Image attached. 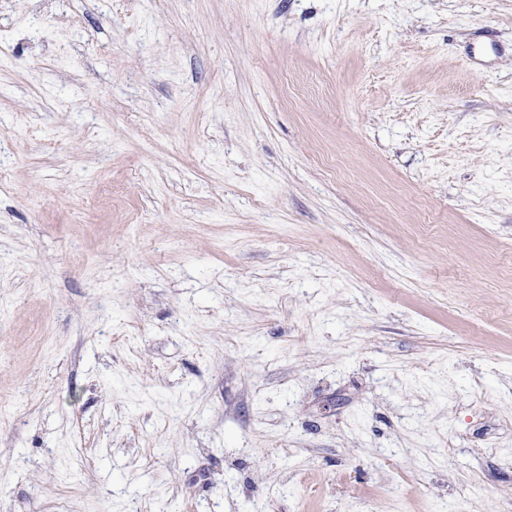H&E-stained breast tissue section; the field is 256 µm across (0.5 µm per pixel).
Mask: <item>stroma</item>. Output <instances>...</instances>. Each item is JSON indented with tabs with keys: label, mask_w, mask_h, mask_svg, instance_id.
Instances as JSON below:
<instances>
[{
	"label": "stroma",
	"mask_w": 512,
	"mask_h": 512,
	"mask_svg": "<svg viewBox=\"0 0 512 512\" xmlns=\"http://www.w3.org/2000/svg\"><path fill=\"white\" fill-rule=\"evenodd\" d=\"M512 0H0V512H512Z\"/></svg>",
	"instance_id": "1"
}]
</instances>
